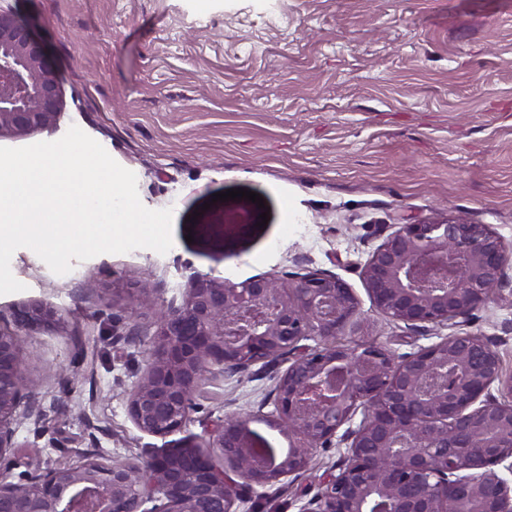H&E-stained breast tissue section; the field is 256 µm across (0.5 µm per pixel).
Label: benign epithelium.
I'll use <instances>...</instances> for the list:
<instances>
[{
    "mask_svg": "<svg viewBox=\"0 0 512 512\" xmlns=\"http://www.w3.org/2000/svg\"><path fill=\"white\" fill-rule=\"evenodd\" d=\"M63 108L40 44L0 5V137L49 127ZM260 214L247 199L222 209L224 242L245 240ZM511 267L512 243L491 225L448 216L395 225L359 276L377 314L428 333L469 325L508 286ZM14 322L0 329V463L17 448L18 418L31 411L19 362L25 332L53 331L60 317L36 302L17 309ZM153 327L127 412L164 446L112 465L89 455L23 483L0 467V512H239L248 493L304 473L312 451L335 439L346 444L343 461L324 472L301 512H512V375L485 336L460 330L398 355L365 338L354 289L321 269L289 282L196 275ZM279 360L288 366L271 412L234 413L201 435L171 439L206 373ZM359 413L358 426L343 429ZM256 422L287 436L288 452L265 456Z\"/></svg>",
    "mask_w": 512,
    "mask_h": 512,
    "instance_id": "1",
    "label": "benign epithelium"
}]
</instances>
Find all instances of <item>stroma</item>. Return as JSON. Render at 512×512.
Returning a JSON list of instances; mask_svg holds the SVG:
<instances>
[{"instance_id": "1", "label": "stroma", "mask_w": 512, "mask_h": 512, "mask_svg": "<svg viewBox=\"0 0 512 512\" xmlns=\"http://www.w3.org/2000/svg\"><path fill=\"white\" fill-rule=\"evenodd\" d=\"M55 71L64 108L51 142L78 126L137 177L141 203L169 208L172 248L100 254L64 275L30 249L10 267L18 306H56L62 326L27 336L20 367L36 413L16 424L14 481L89 454L132 461L163 439L126 409L158 310L191 277L234 282L315 268L362 298L368 332L404 354L437 340L375 313L358 268L394 225L439 212L512 243V0H7ZM260 194L268 222L225 244L214 195ZM148 293L130 290V283ZM125 315L120 336L112 318ZM512 374V291L470 324ZM277 367L207 375L185 434L273 400ZM344 446L313 451L299 477L240 512H300Z\"/></svg>"}]
</instances>
